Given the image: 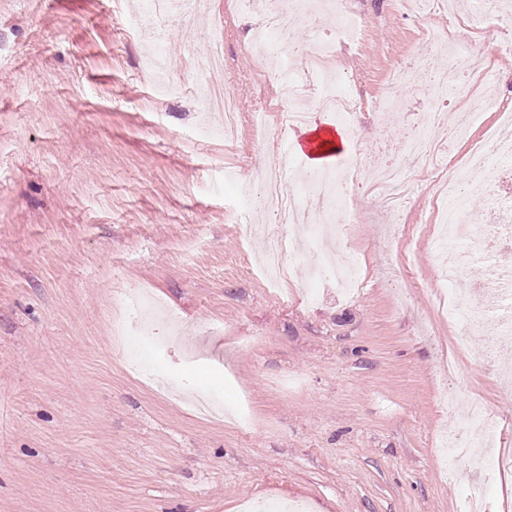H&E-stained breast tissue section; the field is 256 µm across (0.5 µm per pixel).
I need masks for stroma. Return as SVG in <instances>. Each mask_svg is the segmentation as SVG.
<instances>
[{"mask_svg":"<svg viewBox=\"0 0 512 512\" xmlns=\"http://www.w3.org/2000/svg\"><path fill=\"white\" fill-rule=\"evenodd\" d=\"M346 8L365 33L335 62L362 101L353 147L373 155L401 133L375 117L396 64L422 53L439 66L446 52L405 0ZM263 16L264 0H208L200 28L137 0H0V512H238L252 496L304 512H457L468 476L439 469L441 437L462 427L438 401L454 386L512 445L502 378L440 315V259L413 232L435 219L431 178L397 215L353 186L354 294L329 286L310 306L305 277L284 297L265 279L258 243L274 222L238 195L240 177L261 176L256 103L282 98L272 61L248 48ZM213 25L241 112L228 143L198 133L194 62ZM457 38L493 56L495 94H511L512 46L490 28ZM156 50L175 95L143 71ZM134 288L163 306L145 375L113 334ZM194 385L229 411L247 401L250 426L197 417Z\"/></svg>","mask_w":512,"mask_h":512,"instance_id":"stroma-1","label":"stroma"}]
</instances>
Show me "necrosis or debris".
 Here are the masks:
<instances>
[{"mask_svg": "<svg viewBox=\"0 0 512 512\" xmlns=\"http://www.w3.org/2000/svg\"><path fill=\"white\" fill-rule=\"evenodd\" d=\"M333 11L336 17V35L331 39L317 40L314 46L301 48L294 38L286 34L283 21L285 13L303 18L312 17L319 10ZM351 17L344 0H266V17L256 27L261 36L258 50L266 57L276 59L275 77L285 91L283 101L276 108V122L264 135L262 147L263 180L259 186L242 182L240 189L256 213L273 216L277 230L263 240V258L270 276L281 275L285 269V257L297 245L311 242L315 246H335V261L318 264L308 277V299H315L314 288L318 281L333 277L341 289H349L360 274L357 254L344 247L343 241L355 222L349 208L350 186L361 178H368L381 188L380 203L392 213H400L407 201L413 184V170L438 165L441 140L460 139L461 130L469 123L470 111L455 110L453 122H446L442 110L450 96L465 80L476 73L493 75L494 66L485 57L476 55L467 47L456 45L448 50L445 68L435 67L423 54H414L394 70L391 91L379 104L384 116H395L404 122L401 110L403 95L410 91L425 93L430 108L420 113L415 124L403 133L401 139H383L378 147L383 160L373 163L369 156L350 154L336 168L295 180V166L285 150V138L289 131L305 124L309 119L304 103L303 89L317 88L318 105L335 115L341 122H348L351 112L357 111L358 102L345 75L333 68L338 51L347 47L351 38ZM211 50L199 65L211 83L207 90V109L223 115L224 128H232L236 121V102L224 92V32L214 28L209 32ZM305 55L302 70H295L296 55ZM471 166L475 169L491 168L494 177L474 181L468 178L449 177L448 204L445 208L444 231L432 243L433 252L442 259L439 278L443 287L450 288L462 277L458 237H472L471 213L468 197L472 193L485 196L491 215L484 220L480 237H472L475 254L486 256L507 241L503 225L497 224V214L512 210V195L499 192L494 178H512V126L499 135L489 152L476 149L471 153ZM315 194L321 199L319 213H311L302 205L303 197ZM481 300L478 303H462L448 308L463 338L482 335L488 347H501V364L506 372H512V269L498 268L480 280ZM122 313L114 325L116 336L136 333L139 344H146L151 336L155 315L146 301L136 293L126 294L121 300ZM498 315L500 331L484 332L487 316ZM489 423L484 406L474 405L465 414L463 432L449 436L444 450L447 473L456 477L459 470L478 473V480L465 487L461 496L460 512H474L477 504L484 502L490 485L505 469L512 467V452L474 445L476 434Z\"/></svg>", "mask_w": 512, "mask_h": 512, "instance_id": "1", "label": "necrosis or debris"}]
</instances>
